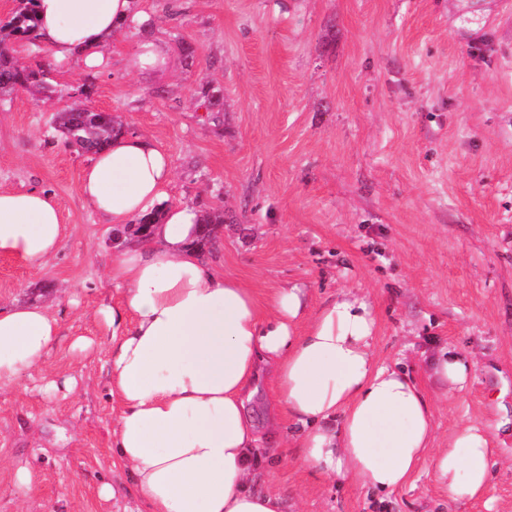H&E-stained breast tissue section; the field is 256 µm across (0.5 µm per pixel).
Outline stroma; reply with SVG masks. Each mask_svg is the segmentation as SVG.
I'll use <instances>...</instances> for the list:
<instances>
[{
  "mask_svg": "<svg viewBox=\"0 0 512 512\" xmlns=\"http://www.w3.org/2000/svg\"><path fill=\"white\" fill-rule=\"evenodd\" d=\"M169 51L165 74L130 64L117 35L108 65L56 64L45 45L15 56L44 67L52 97L0 98V189L56 200L66 233L40 269L0 257V301L46 303L60 338L46 374L0 394V512H141L109 451L120 406L109 394L117 248L80 193L86 155L54 131L80 103L171 157L172 203L222 210L215 253L258 297L306 288L309 310L349 292L376 318L379 360L407 364L430 390L435 447L457 426L493 429L504 464L486 495L456 503L423 461L382 498L318 475L296 456L265 463L288 512H512V0H139ZM191 43L193 59L182 47ZM224 89L211 120L202 84ZM90 349L69 352L77 337ZM450 344L477 369L460 392L431 390L423 361ZM73 378L49 391L44 375ZM29 473V486L17 479ZM114 495L101 497L102 484Z\"/></svg>",
  "mask_w": 512,
  "mask_h": 512,
  "instance_id": "obj_1",
  "label": "stroma"
}]
</instances>
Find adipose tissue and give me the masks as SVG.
<instances>
[{"instance_id":"ef3b65f1","label":"adipose tissue","mask_w":512,"mask_h":512,"mask_svg":"<svg viewBox=\"0 0 512 512\" xmlns=\"http://www.w3.org/2000/svg\"><path fill=\"white\" fill-rule=\"evenodd\" d=\"M33 9L57 64L103 68L107 42L124 31L141 38L137 67L165 64L163 47L145 37L154 18L135 0H33ZM172 174L169 154L120 133L89 159L80 184L117 228L163 211L147 238L113 256L118 299L101 311L112 328L109 392L120 405L111 450L146 512H286L275 488L253 486L284 441L327 479L379 496L405 487L428 458L449 500L482 497L498 464L491 431L462 425L433 449L432 400L401 362H379L370 304L344 293L311 316L305 289L288 284L258 301L193 251L203 212L168 204ZM63 230L49 193L0 190V256L43 267ZM59 331L43 304L0 305V393L20 394L46 367ZM475 367L445 345L429 379L445 395L468 386ZM262 378L274 411L263 425L251 410Z\"/></svg>"}]
</instances>
